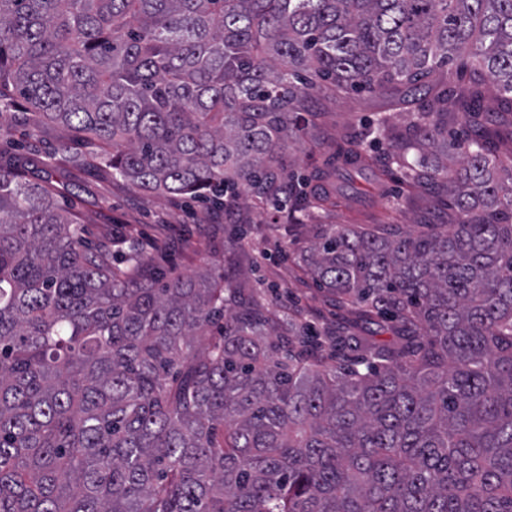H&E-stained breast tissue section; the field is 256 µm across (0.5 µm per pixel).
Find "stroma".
I'll return each mask as SVG.
<instances>
[{"label":"stroma","instance_id":"stroma-1","mask_svg":"<svg viewBox=\"0 0 512 512\" xmlns=\"http://www.w3.org/2000/svg\"><path fill=\"white\" fill-rule=\"evenodd\" d=\"M314 111L320 112V126L291 147L282 162L283 175L311 173L334 157L336 146L352 130L371 118L387 119V132L409 136L415 114L429 111L430 102L406 104L387 91L368 93L352 90L342 95L315 93ZM0 128L9 141L28 156V177L67 186L63 205L79 214L89 247L120 256L139 248L146 262L137 273L146 278L153 272H180L215 268L230 275L248 276L263 302L274 311L297 300L310 317L335 321L336 310L328 297L296 263L295 252L307 245L317 224H399L413 229L416 220L435 224L452 217V199L427 189H412L401 169L373 182H360V195L340 203L331 212L311 209L302 216L299 235L285 237L273 230V219L281 209L239 204L223 210L178 194H157L132 188L113 178L105 168L86 160V150L74 147L67 162L57 163L53 155L66 139L63 129L42 128L30 135L27 121L0 115Z\"/></svg>","mask_w":512,"mask_h":512}]
</instances>
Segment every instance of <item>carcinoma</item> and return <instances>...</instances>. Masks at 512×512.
Instances as JSON below:
<instances>
[{"label":"carcinoma","instance_id":"cac0c4a2","mask_svg":"<svg viewBox=\"0 0 512 512\" xmlns=\"http://www.w3.org/2000/svg\"><path fill=\"white\" fill-rule=\"evenodd\" d=\"M512 112V0H0L14 99L132 187L329 210L283 186L320 84L433 102L457 62ZM428 171L367 121L344 154L450 193L448 224H321L301 253L342 315L282 320L213 270L133 281L81 249L55 188L0 159V512H512V165L480 99ZM399 320L392 339L361 332ZM223 323L217 338L209 328ZM290 336L305 340L283 351Z\"/></svg>","mask_w":512,"mask_h":512}]
</instances>
